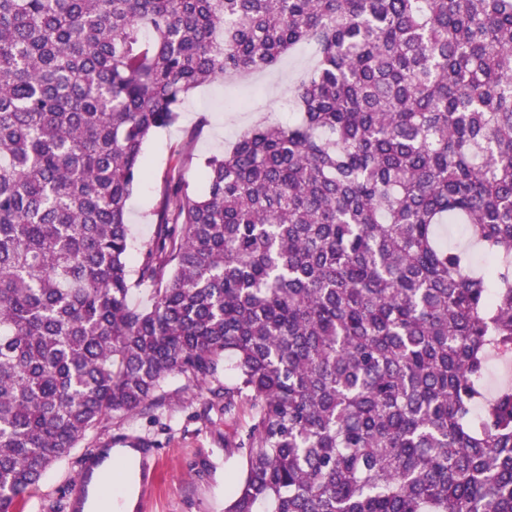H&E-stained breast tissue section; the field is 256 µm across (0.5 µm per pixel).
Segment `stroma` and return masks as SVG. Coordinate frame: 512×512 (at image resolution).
<instances>
[{
  "label": "stroma",
  "mask_w": 512,
  "mask_h": 512,
  "mask_svg": "<svg viewBox=\"0 0 512 512\" xmlns=\"http://www.w3.org/2000/svg\"><path fill=\"white\" fill-rule=\"evenodd\" d=\"M313 61L311 48L300 45L269 71L232 82L219 80L187 95L175 124L159 130L144 147L145 173L128 201L134 256L142 255L154 234L152 212L168 177L201 190L203 158L230 150L239 134L260 119H291L290 89ZM188 151L193 161H184ZM162 389L161 405L105 420L87 447L46 473L35 495L43 512H65L64 495L84 470L87 448H117L125 440L152 454L156 479L147 490V512H224L244 463L235 444L249 423L247 408L226 417L210 409L209 386L181 375L169 376Z\"/></svg>",
  "instance_id": "obj_1"
}]
</instances>
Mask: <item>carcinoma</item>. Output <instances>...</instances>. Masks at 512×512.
Instances as JSON below:
<instances>
[{"label":"carcinoma","mask_w":512,"mask_h":512,"mask_svg":"<svg viewBox=\"0 0 512 512\" xmlns=\"http://www.w3.org/2000/svg\"><path fill=\"white\" fill-rule=\"evenodd\" d=\"M301 44L295 121L205 158L201 192L167 180L131 270L149 138ZM492 359L512 364V0H0V512L221 365L217 402L250 411L225 512H512Z\"/></svg>","instance_id":"cac0c4a2"}]
</instances>
